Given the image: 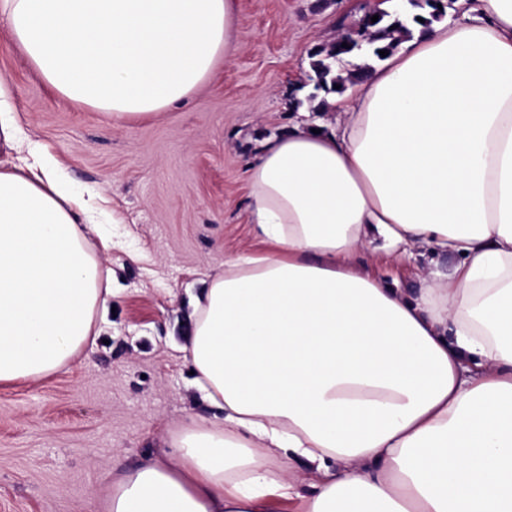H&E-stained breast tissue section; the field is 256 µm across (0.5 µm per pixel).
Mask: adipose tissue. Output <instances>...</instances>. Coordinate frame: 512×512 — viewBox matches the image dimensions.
Masks as SVG:
<instances>
[{
	"label": "adipose tissue",
	"mask_w": 512,
	"mask_h": 512,
	"mask_svg": "<svg viewBox=\"0 0 512 512\" xmlns=\"http://www.w3.org/2000/svg\"><path fill=\"white\" fill-rule=\"evenodd\" d=\"M403 37L335 123L266 140L246 182L269 251L226 261L189 358L224 423L112 486L105 512H512V0H458ZM236 0H0L62 96L116 121L189 98L231 50ZM95 196L49 157L0 167V382L88 342L111 286L87 246ZM459 257L416 297L357 272L365 250ZM315 464L302 477L277 452Z\"/></svg>",
	"instance_id": "ef3b65f1"
}]
</instances>
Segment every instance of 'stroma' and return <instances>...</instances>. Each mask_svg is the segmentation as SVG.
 Instances as JSON below:
<instances>
[{
    "label": "stroma",
    "instance_id": "stroma-1",
    "mask_svg": "<svg viewBox=\"0 0 512 512\" xmlns=\"http://www.w3.org/2000/svg\"><path fill=\"white\" fill-rule=\"evenodd\" d=\"M367 0H238L231 55L190 99L145 121L115 124L52 90L0 37L22 153L53 158L71 189L104 200L112 247L89 246L112 271V310L93 345L37 380L0 383V512H104L122 474L174 461L173 437L222 424L197 392L184 352L192 296L224 262L265 244L247 220L245 177L261 144L316 121L298 85L309 50L337 24L356 29ZM457 256L417 245L356 268L407 295Z\"/></svg>",
    "mask_w": 512,
    "mask_h": 512
}]
</instances>
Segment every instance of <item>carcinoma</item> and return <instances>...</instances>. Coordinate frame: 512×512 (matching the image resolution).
Wrapping results in <instances>:
<instances>
[{"label":"carcinoma","mask_w":512,"mask_h":512,"mask_svg":"<svg viewBox=\"0 0 512 512\" xmlns=\"http://www.w3.org/2000/svg\"><path fill=\"white\" fill-rule=\"evenodd\" d=\"M430 9L429 16L424 18V23H419V14L413 9ZM446 15V11L438 8L434 0H402L394 4L389 10L378 11V21L365 25L363 29V43L357 44L351 31L342 30L329 43L315 45L309 52L310 74L308 83L300 86V89L307 90L306 100L313 103L312 111H326L327 103L325 96L336 92L334 86L344 85V81L357 83L363 78V74L370 69V66L356 65L348 71L347 79L336 75L339 64L354 56L364 59L384 60L379 51L392 52L401 37L410 34L408 24H419L427 29L432 21L438 20ZM347 47H342V44Z\"/></svg>","instance_id":"cac0c4a2"}]
</instances>
